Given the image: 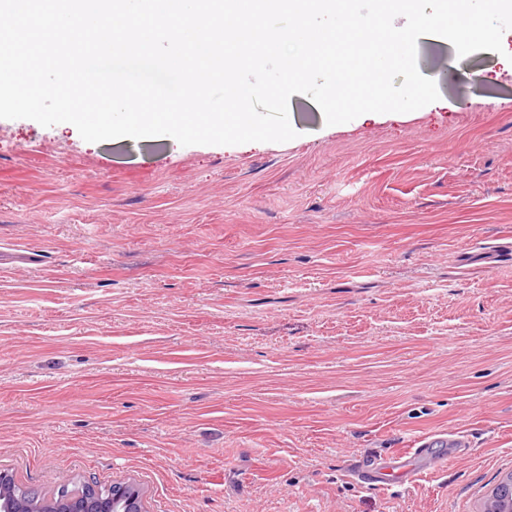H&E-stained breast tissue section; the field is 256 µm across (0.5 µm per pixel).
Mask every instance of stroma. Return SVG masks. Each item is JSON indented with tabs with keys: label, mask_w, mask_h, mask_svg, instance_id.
Segmentation results:
<instances>
[{
	"label": "stroma",
	"mask_w": 512,
	"mask_h": 512,
	"mask_svg": "<svg viewBox=\"0 0 512 512\" xmlns=\"http://www.w3.org/2000/svg\"><path fill=\"white\" fill-rule=\"evenodd\" d=\"M284 143L0 119V470L149 512H480L512 473V76ZM447 468L355 477L410 437Z\"/></svg>",
	"instance_id": "35a3bbf8"
}]
</instances>
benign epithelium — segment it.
I'll return each mask as SVG.
<instances>
[{"label":"benign epithelium","instance_id":"1","mask_svg":"<svg viewBox=\"0 0 512 512\" xmlns=\"http://www.w3.org/2000/svg\"><path fill=\"white\" fill-rule=\"evenodd\" d=\"M12 475L0 470V512H149L139 491L124 484L101 488L90 483L71 490L63 484L57 497L25 502L8 494L4 486ZM512 509V474L494 489L486 500L485 512H509Z\"/></svg>","mask_w":512,"mask_h":512}]
</instances>
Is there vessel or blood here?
<instances>
[{"mask_svg":"<svg viewBox=\"0 0 512 512\" xmlns=\"http://www.w3.org/2000/svg\"><path fill=\"white\" fill-rule=\"evenodd\" d=\"M440 444L451 448H467L468 443L459 436L443 433L418 438L413 447L396 453L391 462L383 467H374L361 472L363 482L384 484L394 476L416 478L424 473H434L445 468L448 456L432 454L431 449Z\"/></svg>","mask_w":512,"mask_h":512,"instance_id":"obj_1","label":"vessel or blood"}]
</instances>
